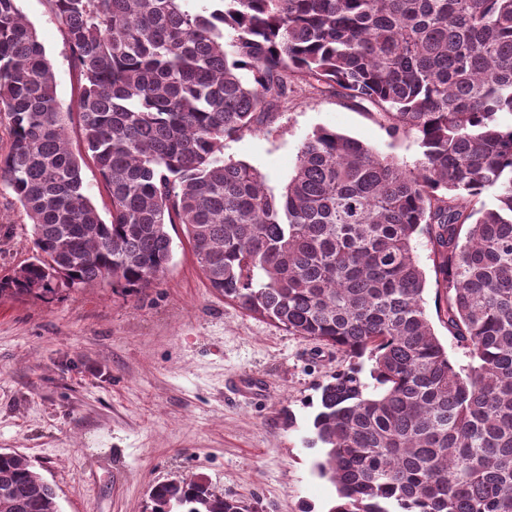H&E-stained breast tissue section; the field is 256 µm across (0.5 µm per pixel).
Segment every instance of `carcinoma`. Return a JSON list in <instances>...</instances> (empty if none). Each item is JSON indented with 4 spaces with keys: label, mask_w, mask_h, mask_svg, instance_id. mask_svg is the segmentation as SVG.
Wrapping results in <instances>:
<instances>
[{
    "label": "carcinoma",
    "mask_w": 512,
    "mask_h": 512,
    "mask_svg": "<svg viewBox=\"0 0 512 512\" xmlns=\"http://www.w3.org/2000/svg\"><path fill=\"white\" fill-rule=\"evenodd\" d=\"M193 2L45 0L84 81L75 154L45 48L19 0H0V182L35 250L0 294L148 288L182 224L225 299L372 362L371 386L359 365L322 386L329 512H512V0ZM302 83L415 134L421 159L319 127L279 195L224 160V140L270 123ZM419 234L465 366L426 313ZM150 497L153 512H252L203 479ZM56 498L0 451V512H58ZM83 179L86 193L98 205L100 211L105 216L104 203L107 199L99 181L97 172L92 164H89L87 167H83Z\"/></svg>",
    "instance_id": "carcinoma-1"
}]
</instances>
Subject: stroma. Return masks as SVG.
<instances>
[{
  "label": "stroma",
  "mask_w": 512,
  "mask_h": 512,
  "mask_svg": "<svg viewBox=\"0 0 512 512\" xmlns=\"http://www.w3.org/2000/svg\"><path fill=\"white\" fill-rule=\"evenodd\" d=\"M50 60L65 111L82 83L44 0H21ZM327 126L400 163L421 157L415 136H392L365 111L299 90L261 131L225 140V160L260 170L273 192L298 149ZM172 260L138 293L104 282L40 299L0 297V449L23 455L58 492L60 512H150L153 485L205 478L255 512H328L335 486L312 422L320 388L351 367L336 348L289 335L210 288L181 225ZM30 220L0 185V275L31 260ZM263 376L245 400L231 376Z\"/></svg>",
  "instance_id": "35a3bbf8"
}]
</instances>
